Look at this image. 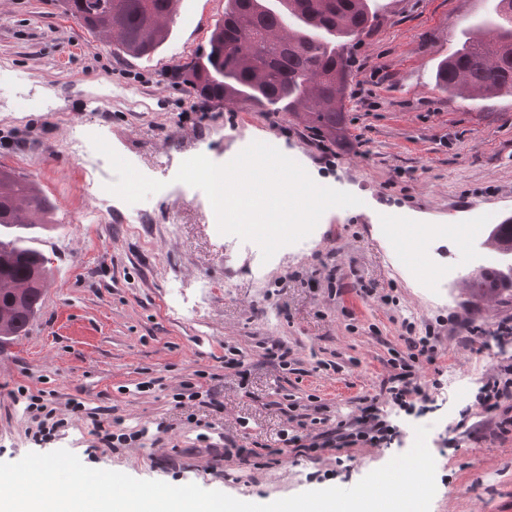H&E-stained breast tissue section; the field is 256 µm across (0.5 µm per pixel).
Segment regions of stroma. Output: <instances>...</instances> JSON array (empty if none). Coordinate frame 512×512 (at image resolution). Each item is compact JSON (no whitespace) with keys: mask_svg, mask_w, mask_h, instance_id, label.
Here are the masks:
<instances>
[{"mask_svg":"<svg viewBox=\"0 0 512 512\" xmlns=\"http://www.w3.org/2000/svg\"><path fill=\"white\" fill-rule=\"evenodd\" d=\"M377 21L352 39L345 131L318 149L305 123L245 104L196 97L177 67L205 49L224 0H180L173 33L148 59L113 53L58 0H0V166L25 174L52 201L42 251L51 274L25 336L0 345V462L66 449L88 467L171 485L194 483L252 503L309 490L349 488L413 445L431 427L436 462L430 512H512V432L467 433L475 396L496 363L512 358V295L467 298L434 287L417 232L454 224L458 237L512 213V95L471 100L440 91L435 64L462 32L486 28L496 0H371ZM101 135L145 176L164 182L146 207L151 223L129 231L121 199L88 186L70 147L72 130ZM300 156L320 185L360 205L332 208L306 252L283 254L261 275L260 254L228 250L206 195L174 179L182 161L219 163L249 141ZM111 210L91 224L95 206ZM483 223V224H484ZM383 224L414 234L391 246ZM440 325L436 361L422 364L431 389L377 448L321 456L284 448L283 430L309 396L328 427L358 416L383 394L391 351H404L402 320ZM477 326L467 337L460 321ZM273 343L289 366L265 356ZM244 357L225 368L224 349ZM199 393L183 399L185 385ZM70 417L52 440L34 442L28 395ZM122 418L139 440L101 448L96 424ZM169 431L156 441L157 423ZM283 448L285 463L225 461L224 443Z\"/></svg>","mask_w":512,"mask_h":512,"instance_id":"35a3bbf8","label":"stroma"}]
</instances>
